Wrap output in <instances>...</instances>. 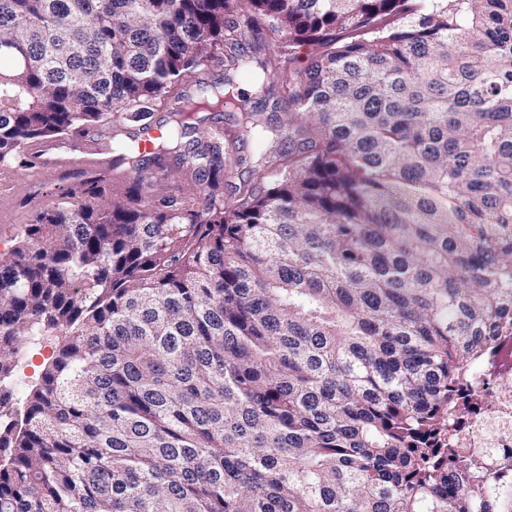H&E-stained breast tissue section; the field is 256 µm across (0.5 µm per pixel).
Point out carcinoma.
<instances>
[{"mask_svg":"<svg viewBox=\"0 0 512 512\" xmlns=\"http://www.w3.org/2000/svg\"><path fill=\"white\" fill-rule=\"evenodd\" d=\"M218 53L113 149L120 193L62 189L0 253V512H512V458L457 447L512 306V0H0V166ZM209 108L248 178L217 193L210 134L200 205L147 195ZM27 343L55 350L20 399ZM224 59H216L210 66L203 71L188 72L183 77L179 86H177L168 99L165 101L167 108H175L178 106V96L183 95L186 91L190 90L196 94L199 88L200 81L208 82L224 78ZM147 110L150 112L152 120H144L139 125V145L145 150L150 149L152 141L160 135V132L156 126L161 128L163 132L165 131L167 116L169 113L164 112L165 109L161 110L158 104L154 106L149 105V109ZM153 122L156 126L153 124ZM216 114L217 113L215 112L202 113L201 115H208L210 118L204 121L201 129L205 128L206 130H204V132H209L211 131L212 125L217 121H220V125L224 126V142L229 144L228 149L230 153L229 156L226 155L227 159H229L226 163L227 169L224 170L226 173H224V177H221L220 192H223L225 196L229 193L230 189V186L227 185V183H239V181L248 177L250 164L244 163L242 165H237L234 161L237 157L242 155L247 158V161L253 162L255 160L256 149L255 145L251 141L239 140V136L241 138H246V136L244 134L242 136L241 132L238 133V128L231 117L227 115L225 116V114L220 116Z\"/></svg>","mask_w":512,"mask_h":512,"instance_id":"carcinoma-1","label":"carcinoma"}]
</instances>
